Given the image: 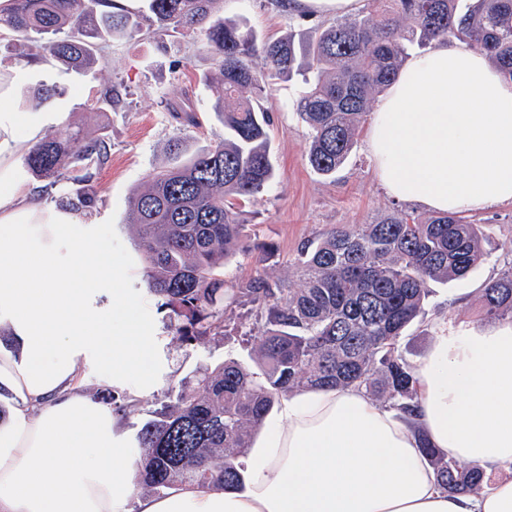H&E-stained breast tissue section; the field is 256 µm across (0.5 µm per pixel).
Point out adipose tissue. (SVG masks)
<instances>
[{"instance_id": "adipose-tissue-1", "label": "adipose tissue", "mask_w": 512, "mask_h": 512, "mask_svg": "<svg viewBox=\"0 0 512 512\" xmlns=\"http://www.w3.org/2000/svg\"><path fill=\"white\" fill-rule=\"evenodd\" d=\"M368 146L398 200L438 212L512 201V80L482 53L437 42L380 100ZM42 214L0 156V322L20 343L19 355L0 351L14 400L0 428V512H123L136 456L81 365L142 398L155 384L152 349L100 244L55 214L71 248L58 263L33 239ZM104 289L107 310L96 304ZM415 379L413 425L354 388L291 395L248 451L241 490L180 485L138 498L136 512H512V479L451 493L421 450L512 468V322H436Z\"/></svg>"}]
</instances>
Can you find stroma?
Segmentation results:
<instances>
[{
    "label": "stroma",
    "instance_id": "obj_1",
    "mask_svg": "<svg viewBox=\"0 0 512 512\" xmlns=\"http://www.w3.org/2000/svg\"><path fill=\"white\" fill-rule=\"evenodd\" d=\"M221 8L224 16L245 17L260 35L271 39L289 33L301 36L319 23L317 17L284 11L277 0H223ZM18 52L17 42L0 41V82L12 88L10 110L17 117L10 131L0 130V139L14 138L7 157L13 176L22 187L38 189L44 210L58 209L67 186L24 171L29 125H37L43 139L71 121L89 134H105L108 142L107 157L91 170L87 182L95 205L73 213L72 218L81 233L102 242L113 272L124 277L129 301L140 308L138 320L151 338L160 369L154 390L139 399L125 417L126 435L131 438L146 411L154 409L168 390L193 382L196 371L215 367L227 358L251 360L245 334L254 328L255 319L243 307L236 309L223 333L204 342L190 345L173 338L159 299L144 285L135 232L126 222L132 190L165 163L169 140L183 138L195 151L223 139L224 128L212 110L217 97L210 80L213 60L192 35L164 42L143 33L112 39L100 45L99 64L86 71L68 69L51 58L25 64L19 62ZM43 84L57 86L59 95L39 106L29 104V97ZM109 86L120 97L111 107L103 103ZM299 88L296 77L279 82L267 103L278 176L257 201L239 204L243 239L252 250L225 268L226 279L243 281L261 270L270 280L296 288L301 284L297 266L301 246L332 228L367 224L397 210L422 218L429 215L428 209L387 194L375 176L366 136H359L350 160L335 178L315 173L306 159L307 130L295 113ZM185 98L196 111L198 126H183L167 110L168 103ZM469 218L484 227L482 249L488 258L467 278L431 284L423 319L400 340V349L411 364L427 356L437 319L480 324L482 288L502 267L512 264V253L501 247L512 238V202L470 213Z\"/></svg>",
    "mask_w": 512,
    "mask_h": 512
}]
</instances>
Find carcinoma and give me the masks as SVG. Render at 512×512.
<instances>
[{"label": "carcinoma", "mask_w": 512, "mask_h": 512, "mask_svg": "<svg viewBox=\"0 0 512 512\" xmlns=\"http://www.w3.org/2000/svg\"><path fill=\"white\" fill-rule=\"evenodd\" d=\"M146 11L113 0H6L0 37L22 44L26 62L53 58L75 69L99 61L97 45L148 26L157 38L194 34L212 56L213 107L224 139L194 153L169 141L170 161L129 197L144 282L168 310L184 342L224 328L242 303L262 325L248 333L255 367L227 359L159 404L134 436L142 449L134 484L161 493L177 485L242 486L243 457L281 398L309 390L357 387L405 418L417 406L414 367L399 352L406 328L423 313L430 283L467 277L485 260L482 226L458 213L425 220L391 214L343 225L300 249L302 285L283 288L261 271L224 280V266L246 252L235 202L255 200L276 177L262 101L274 80L301 77L297 115L308 131L307 162L332 178L356 147L371 102L386 91L415 48L456 41L486 55L512 79V0H365L350 19L323 23L299 40L261 39L243 20L216 15L220 0H145ZM263 64L257 65L256 58ZM168 110L196 127L190 104ZM102 135L71 123L23 158L29 174L80 181L69 171L107 156ZM75 211L93 208L88 189L61 197ZM483 321L512 322V264L482 288ZM438 483L455 492L481 489L480 468L421 441Z\"/></svg>", "instance_id": "1"}]
</instances>
